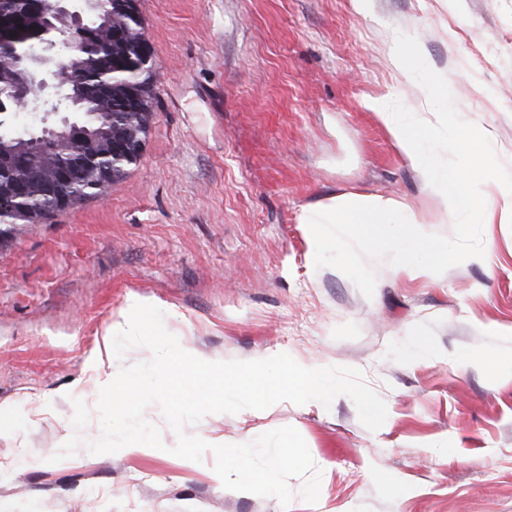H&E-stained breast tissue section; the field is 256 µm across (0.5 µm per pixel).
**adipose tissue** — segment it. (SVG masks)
<instances>
[{"mask_svg": "<svg viewBox=\"0 0 512 512\" xmlns=\"http://www.w3.org/2000/svg\"><path fill=\"white\" fill-rule=\"evenodd\" d=\"M394 68L408 80L417 83L421 97L412 111L401 112L389 99L374 100L371 107L392 136L407 162L418 172L425 187L437 200L440 219L455 215L466 219L479 217L484 223H512V171L499 170L489 182L479 184L471 171L481 158L472 153L462 154L456 166L443 162L441 151H457L456 143H441V126L447 125L451 112L431 110L432 101L447 99L446 75L436 74L423 65L418 44L394 48L391 55ZM299 221L307 229L313 254L336 252L344 266H356L354 246L367 253L381 254L389 236H397L402 248L392 257L393 272H407L413 278H439L448 266V246L439 244L434 257L423 264L409 263L406 254L425 249L429 232L424 218L415 214L404 202L381 195L350 194L330 199L320 207L302 211ZM160 306L139 298L131 300L124 320L113 321L107 327V338L125 336L131 332L150 335L155 326L154 316Z\"/></svg>", "mask_w": 512, "mask_h": 512, "instance_id": "1", "label": "adipose tissue"}]
</instances>
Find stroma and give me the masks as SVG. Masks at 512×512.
Returning <instances> with one entry per match:
<instances>
[{
    "label": "stroma",
    "mask_w": 512,
    "mask_h": 512,
    "mask_svg": "<svg viewBox=\"0 0 512 512\" xmlns=\"http://www.w3.org/2000/svg\"><path fill=\"white\" fill-rule=\"evenodd\" d=\"M155 67L144 148L103 194L0 239V512H512V382L469 367L512 358V224L435 223L437 203L368 99L416 89L390 53L409 39L448 74L452 139L512 169V0H139ZM383 194L448 244L440 279L393 274L359 253L368 286L336 253L312 254L302 210ZM134 297L161 302L191 354L350 367L381 396L368 430L349 396L330 407L210 414L187 425L211 444L291 426L322 472L315 504L227 490L205 452L91 453L101 383L149 360L105 351ZM429 351L415 358V337Z\"/></svg>",
    "instance_id": "35a3bbf8"
}]
</instances>
